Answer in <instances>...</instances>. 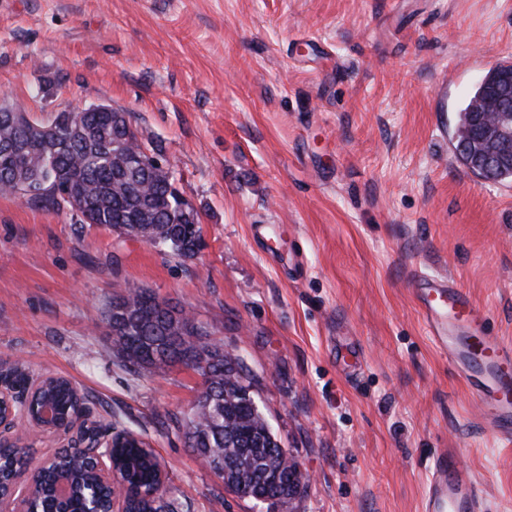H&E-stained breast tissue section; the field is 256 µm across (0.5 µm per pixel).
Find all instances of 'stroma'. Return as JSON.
Instances as JSON below:
<instances>
[{
	"mask_svg": "<svg viewBox=\"0 0 512 512\" xmlns=\"http://www.w3.org/2000/svg\"><path fill=\"white\" fill-rule=\"evenodd\" d=\"M505 61L512 0H0V103L37 122L127 112L206 242L184 262L0 193V362L70 379L93 419L140 435L180 512H419L443 448L482 512H512V447L410 293L413 273L450 276L512 341V181L463 166L437 116ZM128 284L241 358L302 496L238 498L164 424L202 378L117 362L108 311Z\"/></svg>",
	"mask_w": 512,
	"mask_h": 512,
	"instance_id": "1",
	"label": "stroma"
}]
</instances>
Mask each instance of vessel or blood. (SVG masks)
<instances>
[{"label": "vessel or blood", "mask_w": 512, "mask_h": 512, "mask_svg": "<svg viewBox=\"0 0 512 512\" xmlns=\"http://www.w3.org/2000/svg\"><path fill=\"white\" fill-rule=\"evenodd\" d=\"M412 294L436 348L470 389L482 427L512 444V342L487 329V315L469 292L445 276L415 275ZM481 490L454 451L430 467L422 512H480Z\"/></svg>", "instance_id": "b4317fda"}]
</instances>
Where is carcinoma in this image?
Wrapping results in <instances>:
<instances>
[{
    "label": "carcinoma",
    "mask_w": 512,
    "mask_h": 512,
    "mask_svg": "<svg viewBox=\"0 0 512 512\" xmlns=\"http://www.w3.org/2000/svg\"><path fill=\"white\" fill-rule=\"evenodd\" d=\"M494 80L484 76L459 110L455 137L476 130L478 106L493 104ZM141 141L127 114L118 110L54 112L48 124H32L19 112H0V189L26 185L39 192L33 203L48 210L68 205L96 224L168 251L183 261L204 248L198 211L185 206L168 173L147 166L125 174L124 158L139 154ZM108 321L113 356L130 371L163 370L182 364L203 378L196 412L167 414L164 422L184 428L188 446L225 487L241 498L259 495L286 504L298 472L283 458L281 441L271 430L252 393V378L240 358L195 319L178 311L166 318L158 297L127 285L112 298ZM121 475L142 488L160 480L148 448H120Z\"/></svg>",
    "instance_id": "carcinoma-1"
}]
</instances>
